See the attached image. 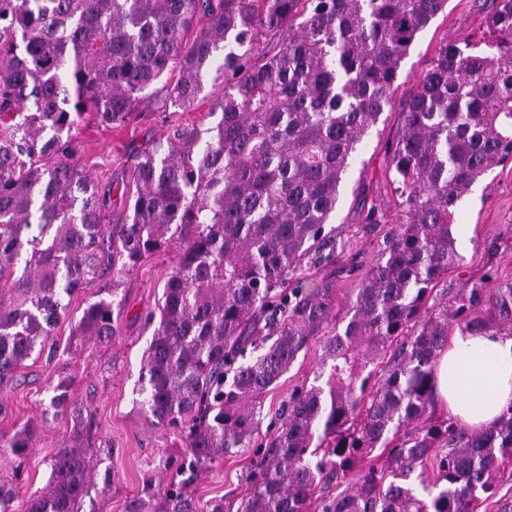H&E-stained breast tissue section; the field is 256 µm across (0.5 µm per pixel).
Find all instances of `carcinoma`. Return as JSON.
Wrapping results in <instances>:
<instances>
[{
  "instance_id": "carcinoma-1",
  "label": "carcinoma",
  "mask_w": 512,
  "mask_h": 512,
  "mask_svg": "<svg viewBox=\"0 0 512 512\" xmlns=\"http://www.w3.org/2000/svg\"><path fill=\"white\" fill-rule=\"evenodd\" d=\"M495 2L488 38L443 45L400 106L387 160L396 213L369 214L392 227L331 331L336 268L310 287L299 275L331 262L326 224L356 146L448 0H0V384L53 335L65 299L175 237L138 389L140 415L180 429L185 454L166 469L253 447L265 395L310 343L322 350L239 501L206 512H512L495 499L512 466V406L474 431L436 415L434 393L451 330L487 331L488 305L511 316L512 286L470 289L463 319L429 303L462 260L457 203L512 160V0ZM168 73L167 99L183 111L206 83L224 89L221 118L205 139L180 129L144 151L132 214L107 226L106 197L71 161L72 130L86 115L126 124ZM115 333L101 298L71 345ZM50 406L71 409L68 378ZM32 440L26 426L0 439V454L20 458ZM91 471L89 449H62L22 512H80ZM159 494L165 512H190L174 477L163 490L146 480L124 512H148Z\"/></svg>"
}]
</instances>
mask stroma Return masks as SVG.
Returning a JSON list of instances; mask_svg holds the SVG:
<instances>
[{"mask_svg":"<svg viewBox=\"0 0 512 512\" xmlns=\"http://www.w3.org/2000/svg\"><path fill=\"white\" fill-rule=\"evenodd\" d=\"M493 7V0H448L446 11L419 34L403 60L395 100L408 97L443 44L483 39ZM164 94L161 86H154L126 126L110 129L83 120L72 132L74 160L86 169L100 191L110 194L108 223H123L131 211L135 166L145 148L166 142L174 126L202 133L219 119L215 107L220 91L205 88L196 106L186 112L162 110ZM400 129L401 114L395 107L386 111L363 138L330 220L338 270L334 312L340 317L345 315L388 231L387 225L366 222L371 204H381L390 215L396 211L388 185L387 151ZM454 222L463 261L444 275L434 290L437 303L452 311L458 309L462 294L469 288L477 286L492 294L512 285V162L493 168L473 186L458 203ZM177 260L178 250L172 246L117 276L115 336L110 342L91 341L74 350L70 347L72 327L103 286L99 280L87 284L73 297L43 349L33 352L13 380L0 386V436L11 437L31 423L36 426L33 446L23 459L0 455V485L13 493L9 512H20L23 503L45 490L56 455L76 440L70 414L55 413L49 405L48 388L63 372L70 377L73 402L92 426L89 446L96 472L81 512H123L125 502L140 494L146 479L160 486L168 484L169 475L158 465L166 457L181 454L180 433L169 426L138 422L135 399L144 352L154 330L147 315L161 304L165 283ZM320 356L319 344L310 343L267 394L260 433L282 425L290 394L312 381ZM255 459L251 452L230 454L205 469L186 473L190 499L202 508L215 499L238 497L247 487Z\"/></svg>","mask_w":512,"mask_h":512,"instance_id":"1","label":"stroma"}]
</instances>
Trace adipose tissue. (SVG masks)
<instances>
[{
	"instance_id": "adipose-tissue-1",
	"label": "adipose tissue",
	"mask_w": 512,
	"mask_h": 512,
	"mask_svg": "<svg viewBox=\"0 0 512 512\" xmlns=\"http://www.w3.org/2000/svg\"><path fill=\"white\" fill-rule=\"evenodd\" d=\"M437 395L468 428L493 425L512 406V337L455 333L438 359Z\"/></svg>"
}]
</instances>
